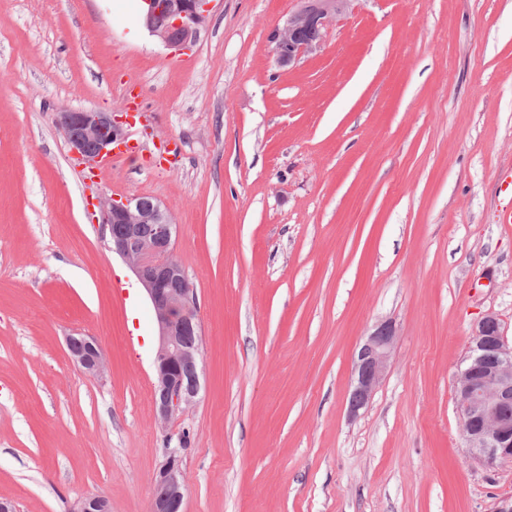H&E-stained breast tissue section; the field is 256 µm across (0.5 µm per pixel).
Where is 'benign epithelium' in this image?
<instances>
[{
	"instance_id": "1",
	"label": "benign epithelium",
	"mask_w": 512,
	"mask_h": 512,
	"mask_svg": "<svg viewBox=\"0 0 512 512\" xmlns=\"http://www.w3.org/2000/svg\"><path fill=\"white\" fill-rule=\"evenodd\" d=\"M213 0H167L163 4L169 22L154 25L160 7L146 0L144 18L148 32L168 49L182 51L194 43L206 23ZM353 0H306L286 22L270 33L278 65L294 66L315 51L336 16L348 11ZM70 152L82 165L93 169L112 155V147L125 139L126 117L122 112L65 108L58 113ZM101 229L109 235L112 252L122 257L145 289L158 327L155 358L154 410L166 424L190 408L201 391L200 346L188 348L182 337L201 336L192 286L174 293L168 283L184 276L174 262L178 228L156 199L134 197L98 200ZM395 329L390 321L377 323L359 344L354 355L355 381L349 412L355 416L369 404L387 368ZM66 345L73 361L97 376L106 367L101 345L91 336H69ZM455 399L460 410L467 447L483 464L492 467L512 461V346L508 345L496 315L487 314L477 324L466 364L455 378ZM182 438L166 436L163 459L152 483L166 494L153 497L151 512H182L186 480L182 467ZM71 512H110L104 496L77 500Z\"/></svg>"
}]
</instances>
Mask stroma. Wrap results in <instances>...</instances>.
Masks as SVG:
<instances>
[{
  "label": "stroma",
  "mask_w": 512,
  "mask_h": 512,
  "mask_svg": "<svg viewBox=\"0 0 512 512\" xmlns=\"http://www.w3.org/2000/svg\"><path fill=\"white\" fill-rule=\"evenodd\" d=\"M113 2L0 0V499L150 512L172 433L185 512H495L512 462L470 455L455 375L485 314L512 345V0H354L290 67L269 35L302 0H214L175 54ZM128 83L154 119L127 138L181 159L86 181L56 113L125 109ZM103 195L161 202L196 290L203 389L165 426L157 325ZM383 320L388 368L353 418ZM395 336L392 322L381 321L359 344L354 355L355 381L349 397L352 416L371 401L387 368ZM66 345L73 361L88 374L100 375L106 367L101 345L91 336H67Z\"/></svg>",
  "instance_id": "35a3bbf8"
}]
</instances>
